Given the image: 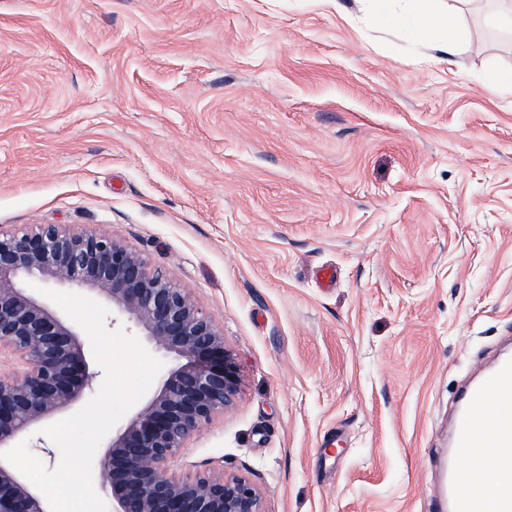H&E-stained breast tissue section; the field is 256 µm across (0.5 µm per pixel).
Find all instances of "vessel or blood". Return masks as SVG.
<instances>
[{
  "instance_id": "1",
  "label": "vessel or blood",
  "mask_w": 512,
  "mask_h": 512,
  "mask_svg": "<svg viewBox=\"0 0 512 512\" xmlns=\"http://www.w3.org/2000/svg\"><path fill=\"white\" fill-rule=\"evenodd\" d=\"M484 448H512V354L502 353L492 367L464 386L448 438L447 468L442 486L445 512H484L477 496H465L460 456Z\"/></svg>"
}]
</instances>
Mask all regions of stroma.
<instances>
[{
	"instance_id": "obj_1",
	"label": "stroma",
	"mask_w": 512,
	"mask_h": 512,
	"mask_svg": "<svg viewBox=\"0 0 512 512\" xmlns=\"http://www.w3.org/2000/svg\"><path fill=\"white\" fill-rule=\"evenodd\" d=\"M426 62L364 0H0V226L106 225L213 316L237 405L170 469L265 512H441L512 336V35ZM333 269L322 287L318 274Z\"/></svg>"
}]
</instances>
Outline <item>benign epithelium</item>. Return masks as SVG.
I'll return each instance as SVG.
<instances>
[{
    "label": "benign epithelium",
    "instance_id": "7a95c632",
    "mask_svg": "<svg viewBox=\"0 0 512 512\" xmlns=\"http://www.w3.org/2000/svg\"><path fill=\"white\" fill-rule=\"evenodd\" d=\"M38 280L99 300L154 353L177 361L112 429L96 473L112 512H265L249 478L170 472L169 463L241 392V373L215 319L168 271L105 227L27 224L0 229V350L20 368L0 375V451L84 398L95 373L76 327L27 287ZM0 512H49L0 460Z\"/></svg>",
    "mask_w": 512,
    "mask_h": 512
}]
</instances>
